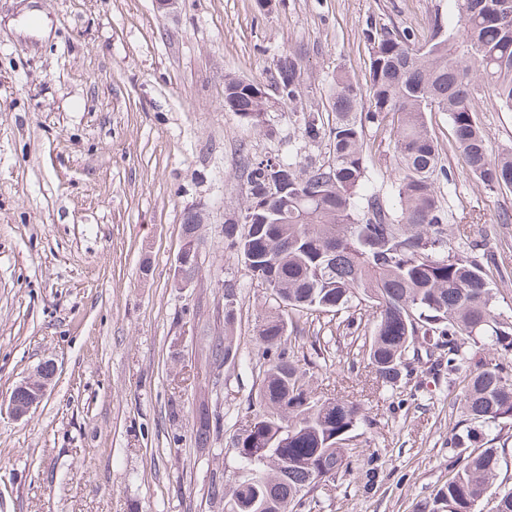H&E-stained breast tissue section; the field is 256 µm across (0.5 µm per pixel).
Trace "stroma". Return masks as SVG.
I'll return each mask as SVG.
<instances>
[{
    "label": "stroma",
    "instance_id": "1",
    "mask_svg": "<svg viewBox=\"0 0 512 512\" xmlns=\"http://www.w3.org/2000/svg\"><path fill=\"white\" fill-rule=\"evenodd\" d=\"M38 9L43 27L18 21ZM453 28L452 0H0V403L35 369L56 374L23 419L0 412V512H224L212 480L233 478L231 439L250 416L266 358L256 339L275 306L224 236L241 217L249 156L327 160L304 118L331 112L336 68L365 84L368 25ZM294 54L302 96L261 127L224 108V77L272 85ZM477 115L494 150H512V112L485 94ZM428 120L443 205L494 254L487 271L512 315V192H489L452 146L447 113ZM371 190L393 200L389 127L366 129ZM201 212L198 264L178 287L174 263L189 213ZM253 366L215 361L224 288ZM310 312L291 334L315 397L360 400L352 465L300 512H422L448 478V435L461 419L447 378L414 367L377 387L363 331ZM210 416L208 449L194 430ZM376 468L374 482L365 472Z\"/></svg>",
    "mask_w": 512,
    "mask_h": 512
}]
</instances>
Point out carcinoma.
Wrapping results in <instances>:
<instances>
[{"label":"carcinoma","instance_id":"obj_1","mask_svg":"<svg viewBox=\"0 0 512 512\" xmlns=\"http://www.w3.org/2000/svg\"><path fill=\"white\" fill-rule=\"evenodd\" d=\"M456 23H434L421 43L413 30L368 27V96L347 71L336 69L330 100L334 119L304 118L310 141L328 137L329 159L300 168L288 158L247 159L243 232L224 233L245 267L276 297L258 331L265 365L254 397L250 431L233 436L238 461L233 485H211L224 512H298L316 479L350 464L343 442L365 420L348 398L317 399L306 371L290 359L288 326L304 310L338 313L366 306L376 316L364 353L375 379L393 387L425 353L427 372L448 371L458 383L457 408L469 423L451 435L459 449L451 475L425 505L428 512H477L497 479L512 420V378L501 364L479 359L512 349V320L499 312L485 272L492 255L478 243L449 246L457 223L441 204L437 184L454 181L441 164L428 113L446 112L452 143L485 189L512 190V153L495 152L476 117L475 94L485 90L512 112V0H453ZM281 99L300 96L296 59L280 61ZM262 83L224 78V107L256 124L268 108ZM392 126L395 202L364 193L368 177L366 127ZM224 362L250 365L224 312ZM483 448L464 450L476 435Z\"/></svg>","mask_w":512,"mask_h":512}]
</instances>
